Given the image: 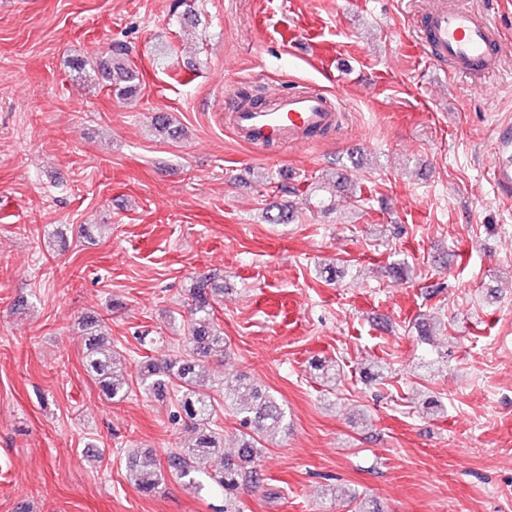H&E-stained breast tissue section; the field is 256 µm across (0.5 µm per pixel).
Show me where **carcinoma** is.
Returning <instances> with one entry per match:
<instances>
[{
    "label": "carcinoma",
    "mask_w": 512,
    "mask_h": 512,
    "mask_svg": "<svg viewBox=\"0 0 512 512\" xmlns=\"http://www.w3.org/2000/svg\"><path fill=\"white\" fill-rule=\"evenodd\" d=\"M172 15H180L191 24L198 22L190 0H173ZM78 73L91 72L111 87L118 98L128 99L140 90L136 65L128 51L116 45L112 53L92 64H77ZM218 275L203 276L189 289V314L186 342L189 351L171 361H143L139 370L142 389L157 397L171 395L175 399L172 421L190 434L183 448L168 451L164 459L150 451H133L128 456L131 483L139 492L150 495L164 483L166 474L184 480L192 492L207 487L224 496V508L219 512H238L234 507L236 494L244 480H259L258 465L264 454V443L275 438L285 427V411L278 400L253 383L240 379L235 384L232 411L239 418L241 444L235 458L224 455V434L216 425L214 398L206 389V362L224 353V335L214 325L213 297ZM86 331L83 366L105 398L119 401L129 392L125 378L118 375L121 354L101 331L100 320H84Z\"/></svg>",
    "instance_id": "1"
}]
</instances>
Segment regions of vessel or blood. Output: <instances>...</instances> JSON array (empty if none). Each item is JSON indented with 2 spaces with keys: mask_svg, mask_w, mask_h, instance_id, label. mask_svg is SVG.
Instances as JSON below:
<instances>
[{
  "mask_svg": "<svg viewBox=\"0 0 512 512\" xmlns=\"http://www.w3.org/2000/svg\"><path fill=\"white\" fill-rule=\"evenodd\" d=\"M504 40V32L489 12L468 8L461 0H437L424 14L416 45L427 61L481 81L498 69ZM225 118L238 140L263 149L285 141L297 147L312 146L337 127L340 114L333 96L308 89L277 97L263 109L226 113ZM493 142L490 183L498 198L510 201L512 125H497Z\"/></svg>",
  "mask_w": 512,
  "mask_h": 512,
  "instance_id": "1",
  "label": "vessel or blood"
}]
</instances>
